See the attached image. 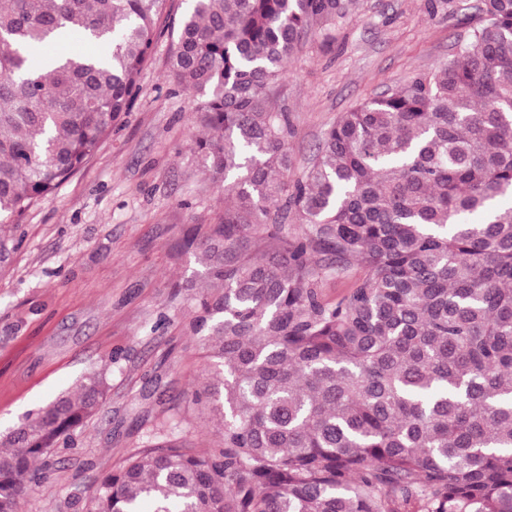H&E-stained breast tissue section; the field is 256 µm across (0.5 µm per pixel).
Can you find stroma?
I'll use <instances>...</instances> for the list:
<instances>
[{"label": "stroma", "mask_w": 512, "mask_h": 512, "mask_svg": "<svg viewBox=\"0 0 512 512\" xmlns=\"http://www.w3.org/2000/svg\"><path fill=\"white\" fill-rule=\"evenodd\" d=\"M480 0H361L332 38H311L271 87L270 104L294 127L291 171L301 175L343 112L436 68L454 54ZM190 0H167L137 100L55 197L16 231L0 269V435L93 371L109 391L100 412L58 449L46 484L19 512H68L69 498L176 426L194 453L219 447L212 410L195 400L210 362L187 327L188 295L175 287L203 268L179 243L224 212L193 142L203 129L196 96L174 91L169 57Z\"/></svg>", "instance_id": "obj_1"}]
</instances>
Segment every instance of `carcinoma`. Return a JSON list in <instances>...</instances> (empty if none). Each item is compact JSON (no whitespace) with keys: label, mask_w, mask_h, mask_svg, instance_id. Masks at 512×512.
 Wrapping results in <instances>:
<instances>
[{"label":"carcinoma","mask_w":512,"mask_h":512,"mask_svg":"<svg viewBox=\"0 0 512 512\" xmlns=\"http://www.w3.org/2000/svg\"><path fill=\"white\" fill-rule=\"evenodd\" d=\"M166 0H0V225L53 196L131 109ZM169 60L224 214L191 296L221 447L165 439L74 512H512V0L458 52L340 115L288 178L269 103L360 0H192ZM75 33L96 54L38 51ZM480 221L473 223L470 218ZM364 276L334 302L320 284ZM101 373L0 440V512L102 408Z\"/></svg>","instance_id":"cac0c4a2"}]
</instances>
